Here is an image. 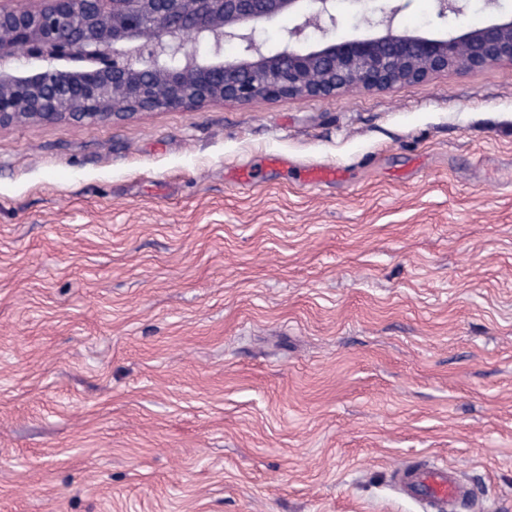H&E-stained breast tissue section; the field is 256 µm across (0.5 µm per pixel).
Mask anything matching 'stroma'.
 Here are the masks:
<instances>
[{
    "label": "stroma",
    "instance_id": "stroma-1",
    "mask_svg": "<svg viewBox=\"0 0 512 512\" xmlns=\"http://www.w3.org/2000/svg\"><path fill=\"white\" fill-rule=\"evenodd\" d=\"M432 461L512 512V63L0 130V512H425Z\"/></svg>",
    "mask_w": 512,
    "mask_h": 512
}]
</instances>
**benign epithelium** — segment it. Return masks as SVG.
<instances>
[{
	"instance_id": "benign-epithelium-1",
	"label": "benign epithelium",
	"mask_w": 512,
	"mask_h": 512,
	"mask_svg": "<svg viewBox=\"0 0 512 512\" xmlns=\"http://www.w3.org/2000/svg\"><path fill=\"white\" fill-rule=\"evenodd\" d=\"M0 7V128L63 121L106 123L211 101L328 96L417 84L448 70L512 62V16L436 37L396 26L401 6L352 0L369 34L337 38L336 0H42ZM468 0H434L440 19ZM291 16L281 49L256 25ZM205 44L199 55L196 44ZM237 53L224 58V45ZM46 66L20 69L15 51ZM93 61L58 68L54 62Z\"/></svg>"
}]
</instances>
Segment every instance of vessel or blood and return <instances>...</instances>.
Returning <instances> with one entry per match:
<instances>
[{
	"instance_id": "b4317fda",
	"label": "vessel or blood",
	"mask_w": 512,
	"mask_h": 512,
	"mask_svg": "<svg viewBox=\"0 0 512 512\" xmlns=\"http://www.w3.org/2000/svg\"><path fill=\"white\" fill-rule=\"evenodd\" d=\"M395 484L429 512H457L469 498V491L457 473L445 465L426 463L401 469L395 476Z\"/></svg>"
}]
</instances>
